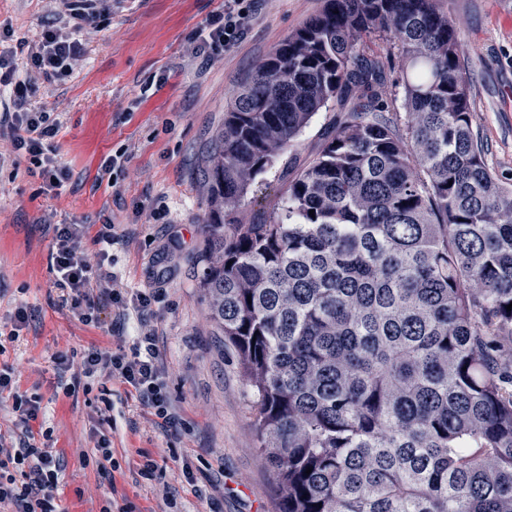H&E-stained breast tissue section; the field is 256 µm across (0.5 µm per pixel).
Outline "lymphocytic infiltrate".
<instances>
[{"mask_svg":"<svg viewBox=\"0 0 512 512\" xmlns=\"http://www.w3.org/2000/svg\"><path fill=\"white\" fill-rule=\"evenodd\" d=\"M58 21L45 30L38 43L29 46L25 61H18L13 49H0V87L8 98L0 104V138L9 142L0 152V166L10 158L28 157L31 176L42 181L41 192L61 194L68 171L57 159L54 139L61 121L58 113L35 104L41 82H51L72 72L84 50L74 34L96 31L112 10V0H53ZM249 7L245 0H224L222 12L213 15L199 33L211 48L231 46L241 35ZM53 246L50 266L54 286L61 292L60 304L76 313L87 325L98 324L103 303H110L119 315L144 316L155 292H139L126 297L117 275L106 263L114 237L102 232L89 237L85 224L52 225ZM98 244V260L87 262V240ZM154 330L142 324L139 346L131 351L91 346L81 354L60 352L52 361L60 369H77L92 379L104 376L133 388L139 400L153 409L155 416L171 422L165 372L153 348ZM60 455L49 443L23 442L18 450L0 453V512H57Z\"/></svg>","mask_w":512,"mask_h":512,"instance_id":"obj_1","label":"lymphocytic infiltrate"}]
</instances>
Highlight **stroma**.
Masks as SVG:
<instances>
[{
  "instance_id": "35a3bbf8",
  "label": "stroma",
  "mask_w": 512,
  "mask_h": 512,
  "mask_svg": "<svg viewBox=\"0 0 512 512\" xmlns=\"http://www.w3.org/2000/svg\"><path fill=\"white\" fill-rule=\"evenodd\" d=\"M320 0H251L240 39L223 53H191L189 39L224 0H114L112 14L87 36L80 67L51 84L38 100L62 115L55 138L58 160L70 179L60 195L42 194L26 157L0 168V366L16 370L12 391L0 393V447L19 432L13 394L36 393L41 412L35 436L50 433L62 460L56 492L60 512H101L128 500L136 512H278L280 491L257 446L253 398L239 357L221 347L199 286L203 224L207 213L203 170L212 138L235 92L289 34L319 8ZM468 58L474 130L490 168L512 174V0H450ZM55 23L50 0H0V32L8 46L38 40ZM367 53L385 64L383 99L402 111L396 41L365 40ZM337 105L318 112L298 139L292 157L313 159ZM126 162L102 174L115 152ZM285 176L272 168L246 196L245 219L266 217L281 205ZM167 222L153 220L158 206ZM89 225L90 235L116 238L112 264L128 293L158 288L147 316L164 366L174 424L162 423L118 380L88 379L52 364L58 352L92 345L132 349L137 321L105 309L99 326L84 325L60 306L49 268L52 234L42 222ZM170 268L155 284L157 260ZM30 319L8 340L17 307ZM110 400L109 421L98 410ZM111 441L118 467L100 471L84 463L96 432ZM160 473L139 475L145 459ZM192 480H185L183 466Z\"/></svg>"
}]
</instances>
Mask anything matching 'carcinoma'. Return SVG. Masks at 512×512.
<instances>
[{
    "label": "carcinoma",
    "instance_id": "carcinoma-1",
    "mask_svg": "<svg viewBox=\"0 0 512 512\" xmlns=\"http://www.w3.org/2000/svg\"><path fill=\"white\" fill-rule=\"evenodd\" d=\"M370 34L399 44L402 120ZM331 102L282 207L244 219ZM473 112L447 0H321L224 113L201 287L253 391L279 512H512V179ZM339 114V107L330 103L329 107L323 108L313 117L310 124L300 135L296 151L290 154V157H293V163L302 164L313 159L321 147L325 130Z\"/></svg>",
    "mask_w": 512,
    "mask_h": 512
}]
</instances>
